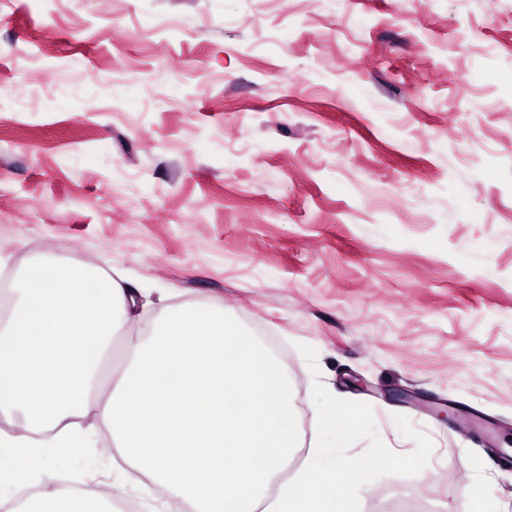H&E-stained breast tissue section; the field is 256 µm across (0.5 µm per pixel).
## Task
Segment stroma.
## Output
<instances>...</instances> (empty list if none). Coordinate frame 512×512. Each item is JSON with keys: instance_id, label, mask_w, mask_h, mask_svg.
<instances>
[{"instance_id": "obj_1", "label": "stroma", "mask_w": 512, "mask_h": 512, "mask_svg": "<svg viewBox=\"0 0 512 512\" xmlns=\"http://www.w3.org/2000/svg\"><path fill=\"white\" fill-rule=\"evenodd\" d=\"M0 253L222 300L288 378L284 477L318 381L433 443L360 512H512V0H0ZM106 435L54 487L168 512Z\"/></svg>"}]
</instances>
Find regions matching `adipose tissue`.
Instances as JSON below:
<instances>
[{
  "label": "adipose tissue",
  "mask_w": 512,
  "mask_h": 512,
  "mask_svg": "<svg viewBox=\"0 0 512 512\" xmlns=\"http://www.w3.org/2000/svg\"><path fill=\"white\" fill-rule=\"evenodd\" d=\"M0 321V486L30 487L71 466L82 419L110 433L120 457L191 512H254L293 460L288 382L222 303L162 306L130 342L128 366L101 395L111 338L136 305L119 282L77 262L35 261Z\"/></svg>",
  "instance_id": "obj_1"
}]
</instances>
